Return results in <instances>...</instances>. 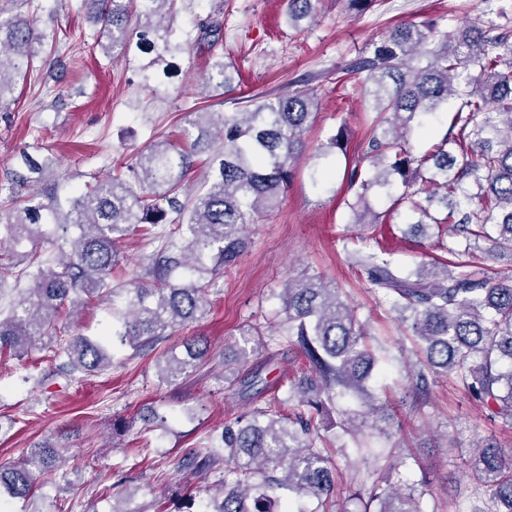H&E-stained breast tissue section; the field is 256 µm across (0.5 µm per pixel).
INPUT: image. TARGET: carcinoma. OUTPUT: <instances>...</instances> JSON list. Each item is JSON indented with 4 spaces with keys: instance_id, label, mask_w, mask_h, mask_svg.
<instances>
[{
    "instance_id": "cac0c4a2",
    "label": "carcinoma",
    "mask_w": 512,
    "mask_h": 512,
    "mask_svg": "<svg viewBox=\"0 0 512 512\" xmlns=\"http://www.w3.org/2000/svg\"><path fill=\"white\" fill-rule=\"evenodd\" d=\"M182 0H85L102 49L112 59L135 44L152 59L140 68L150 86L149 69L185 48L212 52L223 42L224 0H209L195 16L187 39L176 37ZM288 23L300 28L312 17L313 0H285ZM46 35L30 16L0 7V111L15 104L18 81H27ZM230 66L217 59L203 77L207 88L235 92ZM364 77L375 113L365 158L371 176H349L358 186L350 204L357 224H376L370 194L392 195L394 209L410 214L409 230L453 226L468 248L448 252L454 262L434 260L402 272L383 250L352 251L369 284L389 298L392 310L411 330L425 353V367L452 374L460 387L491 414L512 427V268L489 273L476 261L480 242L512 258V29L492 35L477 25L448 30L436 22H400L371 51L323 73L341 81ZM460 101L454 116L457 134L417 154L410 138L448 100ZM247 102L244 112L194 109L186 117L194 138L186 147L164 140L135 158V183L112 170L77 194L58 199L19 190L53 159L22 156L24 170L11 176L7 202L13 208L0 224V291L9 281L30 282L26 295L0 317V354L22 357L38 343L58 341L56 324L78 307L91 305L122 279L120 243L135 232L161 245L142 273L128 282L125 311L112 340L134 354L152 350L165 336L209 310V288L231 269L248 245L247 227L275 209L304 149L315 97L304 87L274 95L232 98ZM210 156V171L193 194L186 193L196 157ZM163 194L168 209L161 208ZM440 198L445 217L433 216L416 196ZM42 240L53 247L43 258ZM283 327L305 359L306 372L291 390L297 412L285 416L257 408L224 426L220 444L201 457L191 453L180 466L204 472L224 463L236 479L223 482L206 512H272L273 495L287 490L317 501L328 512L335 492L336 467L322 438L313 431V412L347 391L364 395L362 416L373 418L389 438L393 414L375 402L366 383L376 358L363 342L339 291L320 275L288 281L280 294ZM184 354L163 351L155 358L158 377L171 383L190 376L208 357L203 336H187ZM69 374L91 376L112 366L109 348L76 334L60 345ZM60 454L45 442L18 465L0 468V491L14 498L33 492L37 475L51 472ZM462 464L478 481L471 512H512V454L494 443L470 449ZM374 512H426L423 493L390 479L377 486Z\"/></svg>"
}]
</instances>
